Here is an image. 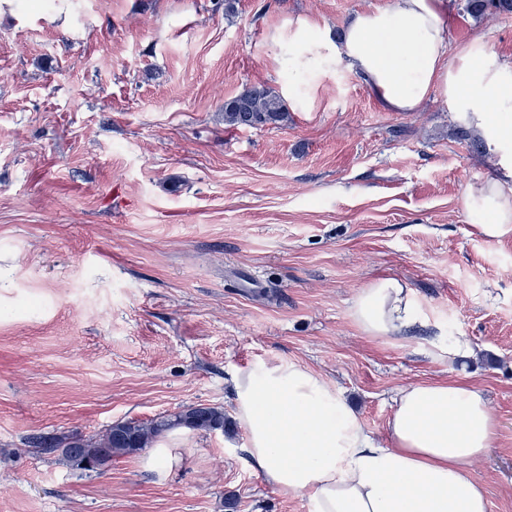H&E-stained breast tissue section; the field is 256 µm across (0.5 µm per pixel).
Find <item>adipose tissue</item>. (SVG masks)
Returning <instances> with one entry per match:
<instances>
[{
  "label": "adipose tissue",
  "instance_id": "1",
  "mask_svg": "<svg viewBox=\"0 0 512 512\" xmlns=\"http://www.w3.org/2000/svg\"><path fill=\"white\" fill-rule=\"evenodd\" d=\"M445 0H391L356 13L340 38L317 19L291 15L270 36L289 74L324 62L357 74L390 112H416L432 95L456 118L499 141L512 132V67L482 44L449 54ZM492 205L477 225L512 234V168L471 184L466 198ZM351 317L373 338L415 325L412 290L385 277L361 288ZM235 420L266 482L308 495L312 512H488L470 466L491 446L496 420L484 394L457 379L414 383L394 398L385 441L368 432L335 385L296 363L259 365L234 380Z\"/></svg>",
  "mask_w": 512,
  "mask_h": 512
}]
</instances>
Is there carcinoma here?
<instances>
[{
	"label": "carcinoma",
	"instance_id": "obj_1",
	"mask_svg": "<svg viewBox=\"0 0 512 512\" xmlns=\"http://www.w3.org/2000/svg\"><path fill=\"white\" fill-rule=\"evenodd\" d=\"M466 9L474 15L488 10L512 12V0H466ZM289 108L285 100L268 87H251L224 100V123L230 126L263 128L288 121ZM194 421H187L185 414L174 413L141 422L121 420L104 431L84 440L65 442L56 436H36L29 441L31 447L44 454L62 449L66 459L87 471L104 466L115 457L134 454L149 447L157 439L178 428L213 432L224 430V409L199 404L193 406Z\"/></svg>",
	"mask_w": 512,
	"mask_h": 512
}]
</instances>
